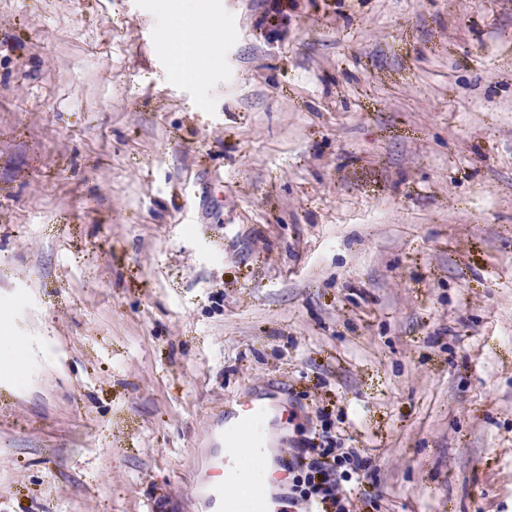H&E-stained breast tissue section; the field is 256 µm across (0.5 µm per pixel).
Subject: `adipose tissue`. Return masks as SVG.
I'll return each instance as SVG.
<instances>
[{"label":"adipose tissue","mask_w":512,"mask_h":512,"mask_svg":"<svg viewBox=\"0 0 512 512\" xmlns=\"http://www.w3.org/2000/svg\"><path fill=\"white\" fill-rule=\"evenodd\" d=\"M156 9L164 19L161 40L171 55L180 58L175 76L204 83L206 63L222 61L219 48L224 42V21L220 5L158 0Z\"/></svg>","instance_id":"obj_1"}]
</instances>
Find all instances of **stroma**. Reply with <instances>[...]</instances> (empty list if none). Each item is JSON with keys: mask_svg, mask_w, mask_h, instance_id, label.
I'll use <instances>...</instances> for the list:
<instances>
[{"mask_svg": "<svg viewBox=\"0 0 512 512\" xmlns=\"http://www.w3.org/2000/svg\"><path fill=\"white\" fill-rule=\"evenodd\" d=\"M0 0V512H208L226 400L350 512H512V0ZM155 5L164 18L160 29L163 44L180 64L174 66V75L199 84L205 81L206 68L202 61L220 64L219 47L224 45V16L220 4L203 6L200 0H158ZM168 18H174L170 24ZM327 442L326 448L321 445L320 448H301L297 456L293 455L294 460L288 461L291 498L303 506L301 511L327 512L329 505L337 507V512H346L341 501L347 496L343 494L340 481L350 482L354 478L358 482L359 472L366 468V460L355 449L336 448L333 441ZM309 452L312 455L306 463Z\"/></svg>", "mask_w": 512, "mask_h": 512, "instance_id": "stroma-1", "label": "stroma"}]
</instances>
